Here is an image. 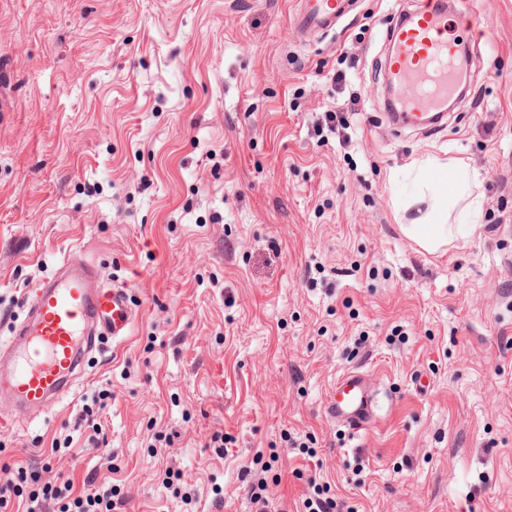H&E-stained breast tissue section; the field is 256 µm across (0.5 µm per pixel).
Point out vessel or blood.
<instances>
[{"mask_svg":"<svg viewBox=\"0 0 512 512\" xmlns=\"http://www.w3.org/2000/svg\"><path fill=\"white\" fill-rule=\"evenodd\" d=\"M350 3L299 0L294 27L305 36L327 31ZM460 41L447 8L437 0H424L393 27L384 73L396 84L415 88L395 113L397 124L415 126L423 115L443 114L449 97L469 83V68L456 64ZM26 308L25 318L0 343V419L23 420L32 407L52 410L73 392L99 340L107 336L123 342L136 320L127 288L106 285L93 266L66 261L38 284ZM379 408L375 389L355 371L338 379L326 412L358 432L372 424Z\"/></svg>","mask_w":512,"mask_h":512,"instance_id":"obj_1","label":"vessel or blood"}]
</instances>
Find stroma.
<instances>
[{"mask_svg":"<svg viewBox=\"0 0 512 512\" xmlns=\"http://www.w3.org/2000/svg\"><path fill=\"white\" fill-rule=\"evenodd\" d=\"M449 2L494 39L464 38L444 127L397 132L383 64L416 0L309 40L297 0H0V338L66 258L138 312L51 413L0 424V486L47 461L111 512H258L262 482L267 512L324 486L335 512H512V0ZM428 155L481 175L442 254L400 230ZM353 369L385 401L355 435L325 413Z\"/></svg>","mask_w":512,"mask_h":512,"instance_id":"stroma-1","label":"stroma"}]
</instances>
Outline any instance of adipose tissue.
I'll list each match as a JSON object with an SVG mask.
<instances>
[{"label": "adipose tissue", "instance_id": "ef3b65f1", "mask_svg": "<svg viewBox=\"0 0 512 512\" xmlns=\"http://www.w3.org/2000/svg\"><path fill=\"white\" fill-rule=\"evenodd\" d=\"M420 170L425 178L434 172L441 175L444 187L429 193V213L402 225L401 230L418 247L435 253L451 245L459 234V226L450 221L453 212L459 211L472 217L479 215L482 204L480 175L460 160L440 167L435 159L429 158L422 161Z\"/></svg>", "mask_w": 512, "mask_h": 512}]
</instances>
